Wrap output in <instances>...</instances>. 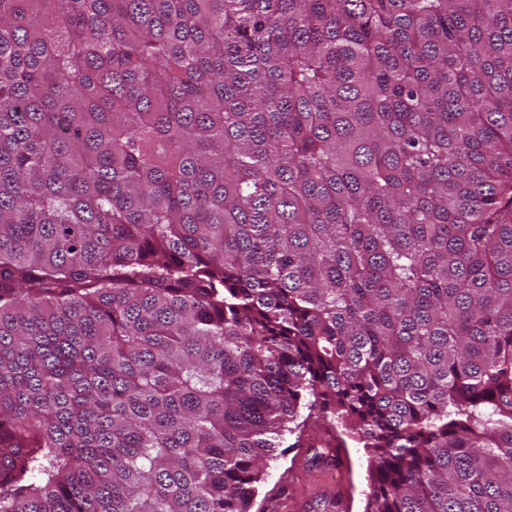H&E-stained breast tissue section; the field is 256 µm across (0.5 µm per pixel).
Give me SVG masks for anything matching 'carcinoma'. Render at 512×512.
<instances>
[{
  "label": "carcinoma",
  "instance_id": "carcinoma-1",
  "mask_svg": "<svg viewBox=\"0 0 512 512\" xmlns=\"http://www.w3.org/2000/svg\"><path fill=\"white\" fill-rule=\"evenodd\" d=\"M512 512V0H0V512ZM296 440V435L283 439L279 451L285 449V453L265 469L253 510L262 502L264 512H363L371 482L368 450L348 441L347 448H335L331 453L335 460L329 464L314 463L311 446L328 440L335 443L325 427L309 423L299 447L287 448ZM273 503L279 510H270ZM298 504L304 510H297Z\"/></svg>",
  "mask_w": 512,
  "mask_h": 512
}]
</instances>
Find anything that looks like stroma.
<instances>
[{
  "mask_svg": "<svg viewBox=\"0 0 512 512\" xmlns=\"http://www.w3.org/2000/svg\"><path fill=\"white\" fill-rule=\"evenodd\" d=\"M324 426L308 424L302 438L286 436V451L266 469L259 496L278 512H363L370 488L369 453L361 445L335 449L332 462H313L314 446L328 441Z\"/></svg>",
  "mask_w": 512,
  "mask_h": 512,
  "instance_id": "35a3bbf8",
  "label": "stroma"
}]
</instances>
